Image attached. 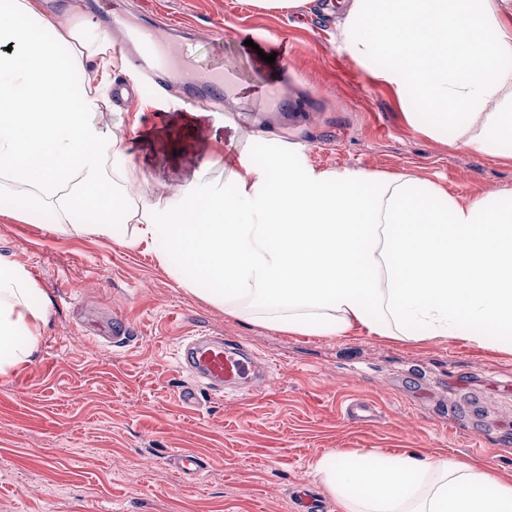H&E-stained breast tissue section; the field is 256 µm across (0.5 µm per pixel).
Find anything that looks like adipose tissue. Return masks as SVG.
Returning a JSON list of instances; mask_svg holds the SVG:
<instances>
[{
	"label": "adipose tissue",
	"instance_id": "ef3b65f1",
	"mask_svg": "<svg viewBox=\"0 0 512 512\" xmlns=\"http://www.w3.org/2000/svg\"><path fill=\"white\" fill-rule=\"evenodd\" d=\"M247 2L321 8L425 134L454 125L486 156L512 150V0ZM97 27L72 5L0 0V195L15 216L147 246L189 291L279 331L512 346V193L462 201L408 174L302 172L288 145L154 197L112 99L126 60ZM47 321L39 288L0 258V374L31 360ZM312 471L338 512H512V476L467 460L334 448Z\"/></svg>",
	"mask_w": 512,
	"mask_h": 512
}]
</instances>
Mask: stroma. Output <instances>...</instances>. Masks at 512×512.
<instances>
[{
	"mask_svg": "<svg viewBox=\"0 0 512 512\" xmlns=\"http://www.w3.org/2000/svg\"><path fill=\"white\" fill-rule=\"evenodd\" d=\"M160 29L198 36L192 64L129 137L134 164L157 196L199 170L213 145L225 160L263 163L295 144L299 169L364 167L407 173L469 199L512 192V158L465 145L456 130L427 136L409 104L335 39L321 11L288 18L246 0H123ZM275 54L274 63L263 54ZM224 67L235 99L202 114L187 86ZM286 110L256 111L265 88ZM233 122H225V113ZM267 130L261 144L251 129ZM0 200V256L24 268L50 309L31 361L0 374V512H294L298 488L336 505L311 471L333 448L464 457L512 475V350L449 339L395 343L362 331L336 339L286 334L188 293L143 249L78 236L47 216L14 217ZM122 322L128 342L101 336ZM226 336L275 365L263 389L225 399L179 398L189 377L175 350L195 333ZM372 399L380 418L349 420ZM205 463L182 479L176 452Z\"/></svg>",
	"mask_w": 512,
	"mask_h": 512,
	"instance_id": "35a3bbf8",
	"label": "stroma"
}]
</instances>
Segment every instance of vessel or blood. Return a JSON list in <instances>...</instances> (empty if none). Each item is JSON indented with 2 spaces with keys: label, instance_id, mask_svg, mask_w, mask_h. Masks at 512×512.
Segmentation results:
<instances>
[{
  "label": "vessel or blood",
  "instance_id": "1",
  "mask_svg": "<svg viewBox=\"0 0 512 512\" xmlns=\"http://www.w3.org/2000/svg\"><path fill=\"white\" fill-rule=\"evenodd\" d=\"M103 20L109 31L121 33L130 50L133 72L150 87L153 95L167 91L188 56L184 28L178 26L163 35L154 25L134 19L117 7L105 11ZM196 83L204 98L217 103L223 101L228 88L223 69L199 72ZM177 356L180 368L196 381L195 386L182 392V399L187 403L196 398L198 387L229 396L265 386L273 372L271 362L239 342L221 336L198 333L186 337Z\"/></svg>",
  "mask_w": 512,
  "mask_h": 512
}]
</instances>
